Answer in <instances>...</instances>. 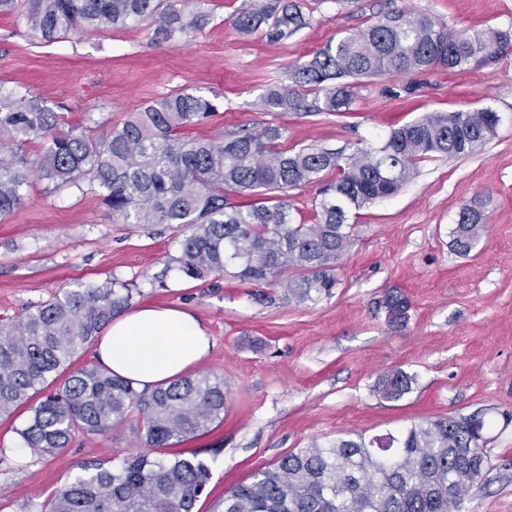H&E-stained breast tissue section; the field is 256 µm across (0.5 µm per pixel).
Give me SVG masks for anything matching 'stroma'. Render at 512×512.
<instances>
[{
	"label": "stroma",
	"instance_id": "1",
	"mask_svg": "<svg viewBox=\"0 0 512 512\" xmlns=\"http://www.w3.org/2000/svg\"><path fill=\"white\" fill-rule=\"evenodd\" d=\"M242 0H204V22L157 43L144 21L74 31L48 42L23 15H0V87L54 104L68 123L102 134L146 102L176 91L216 97L218 113L185 129L217 139L243 128L281 132L280 143L352 152L379 146L392 128L430 112L492 108L497 134L478 154L419 162L395 195L350 215L352 245L330 271V293L301 301L287 279L253 285L231 277L187 281L170 269L181 252L174 225L125 224L89 178L57 189L32 176L22 206L0 220V316L15 317L69 288L118 278L132 306L190 310L213 341L200 371L224 381V417L180 443L198 451L212 477L194 512H214L231 485L312 441L371 438L440 417L486 420L488 470L461 512H512V52L465 70L375 76L355 87L350 111L266 112V88L288 84L330 40L363 30L390 11H413L470 28H511L512 0H314L305 25L269 41L239 34ZM488 198L487 223L469 255L452 246L461 207ZM409 302L391 322L388 292ZM391 369L414 374L392 402L374 390ZM21 407L0 417V512H32L81 465L142 451L135 423L76 434L63 453L40 457L18 434Z\"/></svg>",
	"mask_w": 512,
	"mask_h": 512
}]
</instances>
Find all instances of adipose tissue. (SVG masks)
Instances as JSON below:
<instances>
[{
  "mask_svg": "<svg viewBox=\"0 0 512 512\" xmlns=\"http://www.w3.org/2000/svg\"><path fill=\"white\" fill-rule=\"evenodd\" d=\"M212 346L208 331L182 308L142 306L113 317L96 359L138 389H153L198 365Z\"/></svg>",
  "mask_w": 512,
  "mask_h": 512,
  "instance_id": "obj_1",
  "label": "adipose tissue"
}]
</instances>
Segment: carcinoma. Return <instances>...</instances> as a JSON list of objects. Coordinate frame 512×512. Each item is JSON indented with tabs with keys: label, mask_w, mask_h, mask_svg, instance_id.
<instances>
[{
	"label": "carcinoma",
	"mask_w": 512,
	"mask_h": 512,
	"mask_svg": "<svg viewBox=\"0 0 512 512\" xmlns=\"http://www.w3.org/2000/svg\"><path fill=\"white\" fill-rule=\"evenodd\" d=\"M190 0H0V14L23 7L44 40L78 26L125 27L150 20L171 41L201 21ZM308 0H244L232 25L279 41L305 25ZM512 49V28L459 34L439 20L406 11L372 19L358 33L328 42L295 67L289 86H270L258 104L271 112H348L351 82L331 80L434 69H477ZM314 100L307 101L308 95ZM218 112L215 99L185 91L145 104L100 138L65 125L38 97L15 98L0 88V218L22 204L33 172L60 187L82 176L126 224H177L184 229L176 270L187 280L220 277L233 268L242 281L269 283L288 270L300 300L333 287L329 269L351 245L350 210L395 194L420 160L475 155L496 133L497 112H432L393 130L380 146L349 155L317 146L290 151L276 128L245 129L222 138L186 139L180 131ZM41 144L37 159L25 145ZM321 183L316 222H295L282 192ZM486 203L461 207L452 244L468 255L486 223ZM132 290L114 278L68 289L14 319H0V416L10 415L49 385L112 317L129 307ZM392 322H405L407 300L386 298ZM414 375L382 374L376 391L389 401L412 392ZM224 381L208 373L180 376L150 391L101 365L70 375L62 389L30 407L19 430L38 456L66 450L75 434L104 435L136 421L146 452L107 467L90 463L40 505L38 512H193L211 478L200 453L166 449L210 430L223 418ZM457 418L414 423L382 436L384 447L360 435L293 450L224 492L222 512H457L486 474L481 432Z\"/></svg>",
	"instance_id": "obj_1"
}]
</instances>
